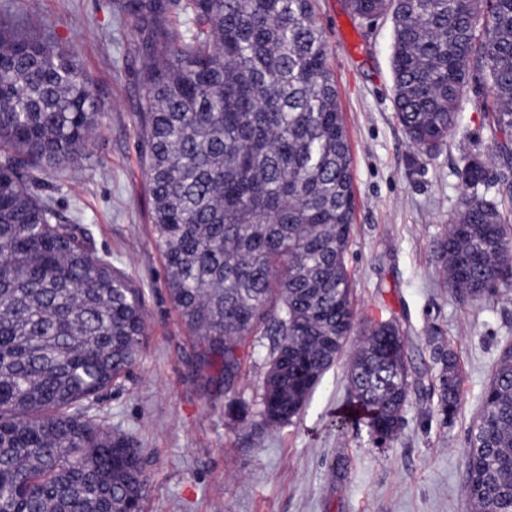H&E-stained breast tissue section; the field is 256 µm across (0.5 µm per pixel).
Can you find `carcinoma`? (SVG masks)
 I'll return each instance as SVG.
<instances>
[{
  "instance_id": "cac0c4a2",
  "label": "carcinoma",
  "mask_w": 512,
  "mask_h": 512,
  "mask_svg": "<svg viewBox=\"0 0 512 512\" xmlns=\"http://www.w3.org/2000/svg\"><path fill=\"white\" fill-rule=\"evenodd\" d=\"M123 20L150 219L173 308L196 342L206 393L235 383L246 349L270 340L259 402L266 428L292 422L343 354L358 318L346 257L352 156L313 0H108ZM394 23L395 115L417 149L448 139L471 83L491 102L494 157L512 164V0H346ZM184 18L186 28L173 25ZM94 81L54 40L0 15V512H144L149 476L132 435L97 409L146 335L145 291L99 253L87 225L36 191L79 162L100 129ZM472 193L436 242L448 287L493 299L512 284V182ZM349 364L351 406L378 444L397 436L411 391L409 337L367 324ZM430 390L458 410L452 351ZM465 496L512 512V346L472 429Z\"/></svg>"
}]
</instances>
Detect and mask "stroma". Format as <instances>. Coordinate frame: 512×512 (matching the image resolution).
Wrapping results in <instances>:
<instances>
[{
	"instance_id": "obj_1",
	"label": "stroma",
	"mask_w": 512,
	"mask_h": 512,
	"mask_svg": "<svg viewBox=\"0 0 512 512\" xmlns=\"http://www.w3.org/2000/svg\"><path fill=\"white\" fill-rule=\"evenodd\" d=\"M106 2L0 0V11H10L24 33L73 46L96 81L102 125L82 174L58 171L46 191L64 215L79 212L97 249L111 252L145 290L142 355L99 399L141 450L149 474L144 512H471L465 450L492 369L512 346V289L493 302L459 299L434 248L468 192L466 157L489 152L479 86L460 99L447 142L422 154L393 110L391 16L363 21L345 0H313L353 157L347 266L358 321L396 318L411 336V367L426 378L439 370L436 348L452 350L463 394L446 420L435 395L413 393L398 437L380 446L364 421L336 425L349 402L342 359L298 418L268 432L256 427L267 346L248 352L238 405L204 394L192 380L193 338L169 298L138 158L140 89L126 71L139 62Z\"/></svg>"
}]
</instances>
